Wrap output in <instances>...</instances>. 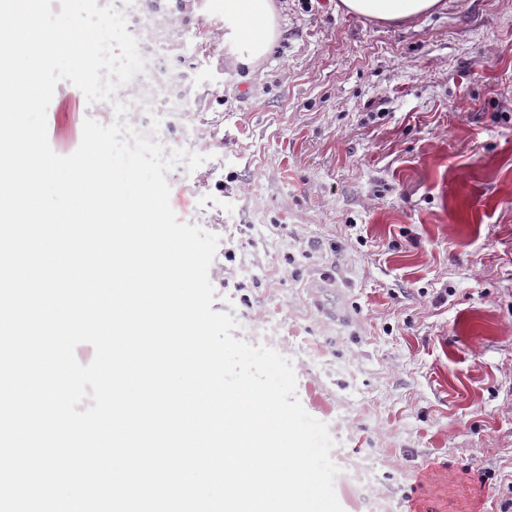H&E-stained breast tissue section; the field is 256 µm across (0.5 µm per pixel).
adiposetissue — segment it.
Wrapping results in <instances>:
<instances>
[{
	"label": "adipose tissue",
	"instance_id": "adipose-tissue-1",
	"mask_svg": "<svg viewBox=\"0 0 512 512\" xmlns=\"http://www.w3.org/2000/svg\"><path fill=\"white\" fill-rule=\"evenodd\" d=\"M349 12L388 22H405L433 11L440 0H342ZM224 18L236 31L224 44L233 62L250 65L268 54L277 37L270 0H224Z\"/></svg>",
	"mask_w": 512,
	"mask_h": 512
}]
</instances>
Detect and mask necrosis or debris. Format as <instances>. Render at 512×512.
I'll use <instances>...</instances> for the list:
<instances>
[{
  "instance_id": "obj_1",
  "label": "necrosis or debris",
  "mask_w": 512,
  "mask_h": 512,
  "mask_svg": "<svg viewBox=\"0 0 512 512\" xmlns=\"http://www.w3.org/2000/svg\"><path fill=\"white\" fill-rule=\"evenodd\" d=\"M150 11L134 16L131 29L145 61L140 74L123 85V102L138 101L139 111L156 113V121H143V129L158 126L180 131L179 146L198 140L223 154L224 141L217 127L200 131L195 123L199 104L206 99L207 81L199 68L198 53L224 59L223 0H147Z\"/></svg>"
}]
</instances>
